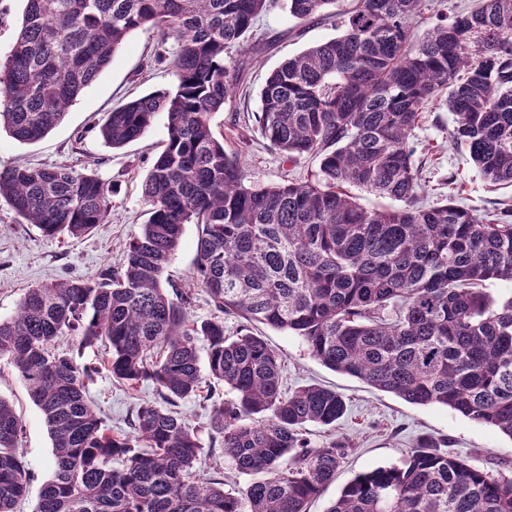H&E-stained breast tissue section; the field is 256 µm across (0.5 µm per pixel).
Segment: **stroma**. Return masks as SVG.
Segmentation results:
<instances>
[{
	"label": "stroma",
	"mask_w": 512,
	"mask_h": 512,
	"mask_svg": "<svg viewBox=\"0 0 512 512\" xmlns=\"http://www.w3.org/2000/svg\"><path fill=\"white\" fill-rule=\"evenodd\" d=\"M337 34L336 27L328 22L296 23L283 0H272L256 22L254 38L260 41V48L231 50L230 62L243 65V78L223 111L213 114L211 123L214 132L223 135L225 151L240 157L246 185L263 187L315 179L317 158L304 154L286 159L262 136L256 122L259 91L266 77L286 58ZM176 48V32H135L68 109L63 121L42 140L22 144L0 131V167L18 163L64 165L78 172L96 173L115 189L112 209L103 224L81 237L46 235L36 225L26 223L6 201H0V319L16 314L27 289L75 277L94 282L106 268L120 266L129 242L141 233L148 219L141 185L162 149L166 119L157 115L140 140L120 149L105 143L100 124L105 112L133 97L172 89ZM453 126L444 101L437 100L421 113L410 134L415 161L421 166L426 204L446 201L448 177L455 174L463 181L461 195L454 198L456 204L480 215L492 211L499 202L512 205V187H493L481 177L464 149L453 144ZM255 331L281 358L284 391L318 383L336 390L348 405L335 428H307L312 445L336 441L346 447V458L335 480L310 504L309 512H327L356 475L402 461L423 436L437 438L442 450L462 457L475 469L512 478V440L497 430L442 406L408 404L357 378L332 371L286 331L262 324L256 325ZM55 346L73 353L79 364L95 366L86 397L112 431L129 432L138 404L157 400L152 382L131 390L115 381L103 362L100 346L80 347L75 336L59 337ZM0 397L13 405L21 420L18 448L31 473L28 495L17 512H34L40 488L52 475L51 440L23 380L4 360H0ZM224 399L223 385H207L202 395L178 401L176 409L200 438L203 453L198 472L220 480L225 490L241 493L251 478L228 464L222 438L211 426L212 406Z\"/></svg>",
	"instance_id": "obj_1"
}]
</instances>
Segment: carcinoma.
<instances>
[{"label":"carcinoma","instance_id":"cac0c4a2","mask_svg":"<svg viewBox=\"0 0 512 512\" xmlns=\"http://www.w3.org/2000/svg\"><path fill=\"white\" fill-rule=\"evenodd\" d=\"M269 0H25L0 63V128L20 143L45 137L135 31L174 30L177 87L107 113L105 142L140 139L160 112L166 138L143 184L150 217L116 270L28 289L0 320V358L13 364L52 442V476L35 512H307L344 463L345 447L313 446L310 424L347 411L317 384L283 392L277 352L254 323L298 337L327 368L420 406L440 405L512 439V207L478 215L421 202L409 134L442 94L456 144L491 186H512V0L439 17L414 43L425 0H286L300 22L340 19L343 32L285 60L260 90L257 122L293 159H319L314 183L248 187L211 117L238 85L225 63ZM356 187L400 202L370 210ZM0 199L48 236L80 237L104 222L112 188L62 166L0 168ZM198 225L193 284L215 309L246 322L187 327V292L163 286L184 226ZM107 349L113 379L152 381L133 431L110 434L88 404L85 378L58 336ZM208 376L234 395L212 405L224 459L255 476L245 493L196 473L197 431L170 409L198 395L197 340ZM22 430L0 399V512H16L30 473ZM327 512H512V479L418 440L399 465L357 475Z\"/></svg>","mask_w":512,"mask_h":512}]
</instances>
